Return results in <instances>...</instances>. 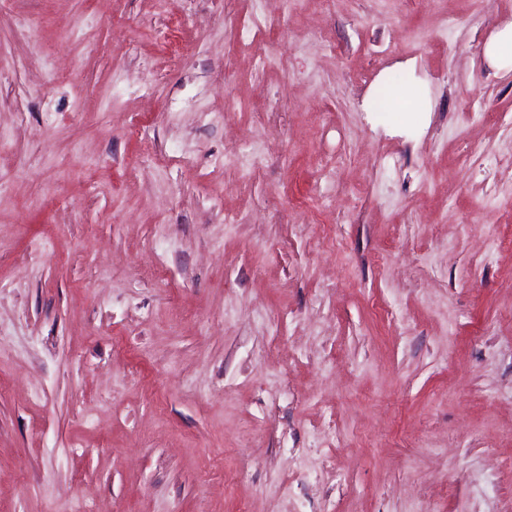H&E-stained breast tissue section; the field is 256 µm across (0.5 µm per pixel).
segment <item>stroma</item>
Returning <instances> with one entry per match:
<instances>
[{"instance_id":"stroma-1","label":"stroma","mask_w":512,"mask_h":512,"mask_svg":"<svg viewBox=\"0 0 512 512\" xmlns=\"http://www.w3.org/2000/svg\"><path fill=\"white\" fill-rule=\"evenodd\" d=\"M510 20L0 0V512H512ZM488 65L498 71H512V20L505 22L491 35L484 48Z\"/></svg>"}]
</instances>
